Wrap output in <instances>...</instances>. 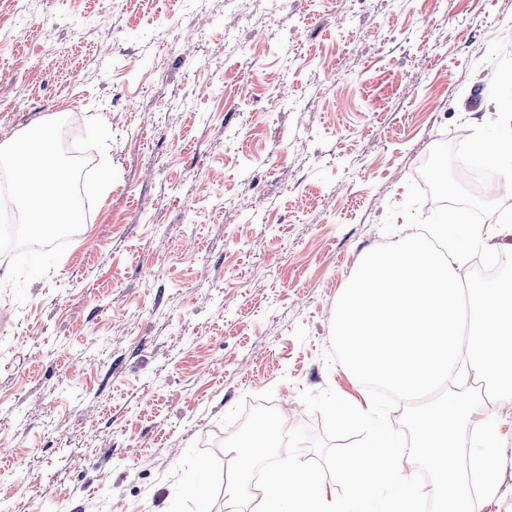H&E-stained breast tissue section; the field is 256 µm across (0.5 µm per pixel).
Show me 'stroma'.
Masks as SVG:
<instances>
[{"instance_id": "35a3bbf8", "label": "stroma", "mask_w": 512, "mask_h": 512, "mask_svg": "<svg viewBox=\"0 0 512 512\" xmlns=\"http://www.w3.org/2000/svg\"><path fill=\"white\" fill-rule=\"evenodd\" d=\"M0 143L99 115L112 187L24 304L0 290V501L231 512L223 416L362 399L334 307L432 147L494 117L512 0H0ZM505 464L479 512H512ZM199 495L185 487L198 466Z\"/></svg>"}]
</instances>
